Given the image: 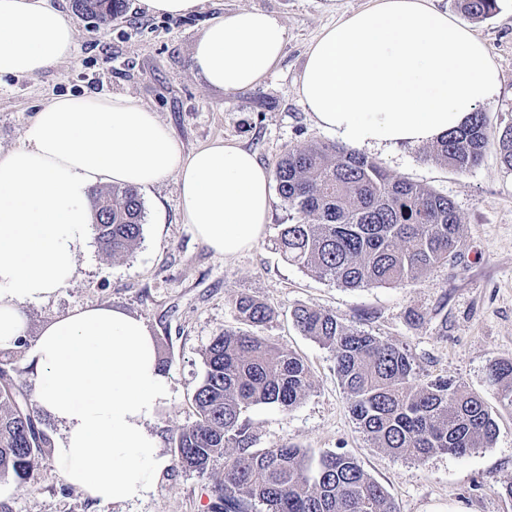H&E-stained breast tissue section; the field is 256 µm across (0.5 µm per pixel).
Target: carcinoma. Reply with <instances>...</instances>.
<instances>
[{
  "instance_id": "cac0c4a2",
  "label": "carcinoma",
  "mask_w": 512,
  "mask_h": 512,
  "mask_svg": "<svg viewBox=\"0 0 512 512\" xmlns=\"http://www.w3.org/2000/svg\"><path fill=\"white\" fill-rule=\"evenodd\" d=\"M465 13L486 18L496 0H461ZM75 10L106 23L122 12L123 0H73ZM490 135L486 116L451 131L432 156L460 171L482 160ZM500 159L512 169V125L498 132ZM274 177L288 223L276 245L289 262L344 288L412 282L457 249L461 219L448 196L391 177L374 159L334 143L288 150ZM93 230L100 249L123 257L140 243L145 208L136 187L114 185L92 194ZM237 317L258 327L274 315L259 299L233 302ZM294 325L334 355L337 378L360 432L376 448L422 463L439 452L463 456L488 447L497 425L483 399L446 377L423 379L399 346L342 323L336 315L298 305ZM203 381L192 396L194 419L173 439L184 470L211 476L212 512H397L387 491L353 456L327 452L317 463L304 450L284 445L252 447L245 412L259 405L289 410L302 402L312 382L295 352L254 333L226 329L204 355ZM11 368L0 361V480L31 483L36 459L49 450L32 402L14 398L5 381ZM490 383L512 407V359L487 366Z\"/></svg>"
}]
</instances>
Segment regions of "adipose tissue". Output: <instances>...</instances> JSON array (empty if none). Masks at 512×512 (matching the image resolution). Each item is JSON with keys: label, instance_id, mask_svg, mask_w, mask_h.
I'll use <instances>...</instances> for the list:
<instances>
[{"label": "adipose tissue", "instance_id": "ef3b65f1", "mask_svg": "<svg viewBox=\"0 0 512 512\" xmlns=\"http://www.w3.org/2000/svg\"><path fill=\"white\" fill-rule=\"evenodd\" d=\"M288 32L259 9L212 21L193 69L212 87L259 83ZM74 28L48 0H0V77L34 76L68 60ZM500 86V68L472 30L431 0H372L321 31L299 95L319 127L357 147L432 143L465 126ZM176 177L185 223L216 254L260 239L271 174L243 147L217 140L183 152L157 115L121 95H59L17 148L0 154V350L25 330L23 308L66 287L103 184L149 187ZM32 396L58 422L62 479L99 504L145 498L168 466L152 426L171 399L145 322L120 309H76L45 323L28 351Z\"/></svg>", "mask_w": 512, "mask_h": 512}]
</instances>
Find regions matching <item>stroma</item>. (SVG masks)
Instances as JSON below:
<instances>
[{"label": "stroma", "instance_id": "stroma-1", "mask_svg": "<svg viewBox=\"0 0 512 512\" xmlns=\"http://www.w3.org/2000/svg\"><path fill=\"white\" fill-rule=\"evenodd\" d=\"M76 32L73 56L35 76L0 79V151L22 143L36 110L62 94L123 95L148 106L184 151L223 139L254 151L274 169L285 151L336 142L321 129L298 89L308 50L326 26L364 9L370 0H202L197 12L155 16L141 0L101 24L76 12L72 0H50ZM259 8L287 29L284 56L256 86L224 91L191 67V50L216 16ZM474 34L496 59L500 91L485 112L492 136L480 164L459 172L433 160L431 144L371 149L367 155L391 176L448 195L462 220L461 241L448 261L397 286L342 288L286 261L275 245L288 211L274 200L269 222L250 250L215 254L184 223L175 178L140 189L146 218L142 239L127 256L103 253L95 238L79 249L73 281L45 302L24 309L23 342L1 351L13 380L31 393L29 344L48 319L77 308L107 305L143 319L167 371L172 397L155 425L162 451L194 418L192 394L205 373L204 353L227 328L243 329L232 306L249 294L275 314L262 336L296 352L309 367L312 388L290 410L271 405L246 413L254 445L288 444L311 459L346 452L393 498L398 512H512L502 485L512 478V408L501 404L487 376L495 358H512V169L500 161L496 134L512 124V0L471 19ZM329 311L345 325L404 347L422 377L448 376L485 401L497 424L491 446L458 457L437 453L421 464L398 458L359 432L336 377L332 352L302 335L290 316L297 305ZM211 481L169 465L154 490L134 502L99 506L60 477L52 455L39 458L33 486L0 481V512H212Z\"/></svg>", "mask_w": 512, "mask_h": 512}]
</instances>
